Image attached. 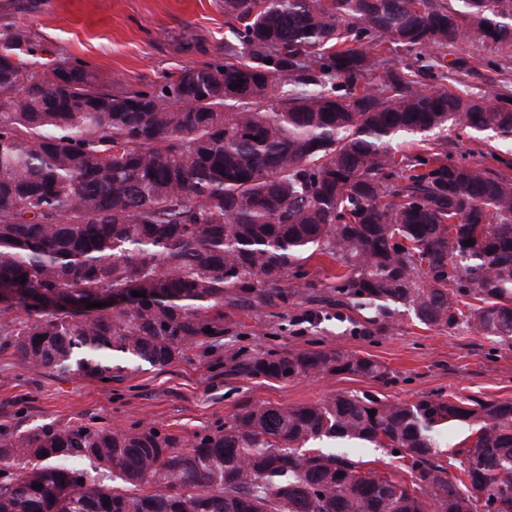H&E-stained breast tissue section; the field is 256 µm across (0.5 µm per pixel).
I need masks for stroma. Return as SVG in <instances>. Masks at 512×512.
<instances>
[{"label": "stroma", "instance_id": "1", "mask_svg": "<svg viewBox=\"0 0 512 512\" xmlns=\"http://www.w3.org/2000/svg\"><path fill=\"white\" fill-rule=\"evenodd\" d=\"M28 27L37 49L110 75L113 91L164 83L180 67L223 63L228 25L224 0H0V32ZM469 69L446 82L448 91L480 93L494 78L487 50L469 41L455 51ZM453 162L512 177V148L478 140L466 130L448 133ZM324 260L304 268L317 296L253 311L225 312L220 337L186 350L161 371L122 383L48 374L0 352V431L51 424H152L193 434L216 428L240 407L288 406L336 393L414 401L423 396L512 399V341L494 342L465 328L427 329L410 312L390 328L366 322V310L340 307ZM342 349L371 357L390 371L386 382L341 374L288 382L245 378L229 370L228 350L283 355L304 349Z\"/></svg>", "mask_w": 512, "mask_h": 512}]
</instances>
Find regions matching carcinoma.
Instances as JSON below:
<instances>
[{"instance_id": "1", "label": "carcinoma", "mask_w": 512, "mask_h": 512, "mask_svg": "<svg viewBox=\"0 0 512 512\" xmlns=\"http://www.w3.org/2000/svg\"><path fill=\"white\" fill-rule=\"evenodd\" d=\"M224 15V63L152 92H114L63 57L34 70L30 31L0 33L3 349L122 383L224 333L226 307L315 296L301 269L316 255L336 306L371 326L403 307L511 341L512 178L449 162L442 132L512 145V81L438 85L472 37L508 70L512 0H224ZM244 74L251 92L230 94ZM122 289L146 297L86 308ZM229 359L285 382L389 375L341 349ZM0 512H512V399L336 394L245 405L191 435L0 432Z\"/></svg>"}]
</instances>
